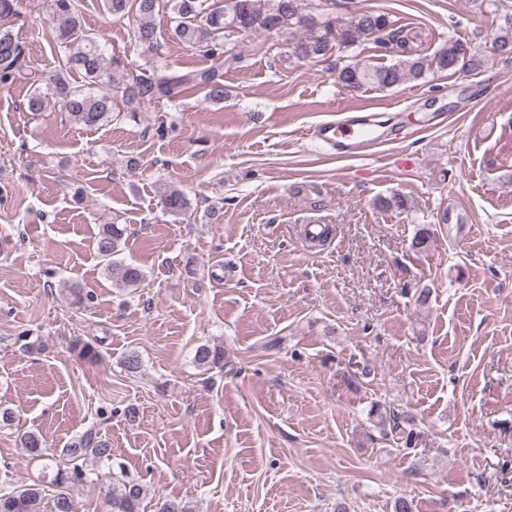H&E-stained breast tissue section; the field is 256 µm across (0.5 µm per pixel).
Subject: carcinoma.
I'll use <instances>...</instances> for the list:
<instances>
[{"instance_id":"1","label":"carcinoma","mask_w":512,"mask_h":512,"mask_svg":"<svg viewBox=\"0 0 512 512\" xmlns=\"http://www.w3.org/2000/svg\"><path fill=\"white\" fill-rule=\"evenodd\" d=\"M302 2L225 0L224 5L214 6L207 4V0H168L175 19L176 37L217 65L184 73H169L163 66L160 74L152 78L136 76L119 80L115 73L125 69L124 61L119 56L106 57L98 43V35L83 28L80 21L83 0H44L49 18L58 21L54 67L36 73L25 47L11 33L0 32V86L29 83L34 90L27 99L28 111L46 112L58 107L68 113L72 123L85 128L111 122L118 101L134 116L152 102L176 98L190 87L204 90L209 101L222 103L227 92L219 69L224 67L226 46L256 33H274L291 25L301 26L305 23ZM158 4L159 0H106L108 10L116 16L125 14L129 8L135 11L133 37L149 48L155 41L153 20ZM367 37L394 48L398 60L389 66H378L365 60L336 66V80L352 89L384 90L419 80L432 67L444 72L476 70L482 64L471 43L457 39L448 41L429 58L414 52L409 48L404 30L396 26L389 14L381 11L360 13L349 20L326 19L307 29L296 43V55L302 59H322L333 48L348 50ZM492 47L499 54L512 55V18L500 26ZM75 71L84 76L81 86L70 81V75ZM164 207L168 213L180 216L188 211L189 200L180 190L169 189L164 194ZM124 235L125 229L118 224L102 225L95 237V251L109 278L125 288L137 289L144 280L143 270L118 258L125 248ZM433 235L430 226L422 225L413 237L412 247L427 249ZM195 361L207 369L222 368L224 349L201 345L196 350ZM370 415L378 417L377 424L397 442L407 449L411 447L416 433L410 414L398 410L383 413L380 406L375 405ZM22 445L31 458L42 461V472H53L52 484L59 487L85 481L89 476L88 463L107 462L112 456L108 443L91 431L72 440L60 456L50 453L45 439L36 432L24 434ZM145 496L142 483L126 481L112 497V512H140ZM44 498L43 481L22 485L0 494V512H41Z\"/></svg>"}]
</instances>
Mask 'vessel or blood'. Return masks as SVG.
Wrapping results in <instances>:
<instances>
[{
    "mask_svg": "<svg viewBox=\"0 0 512 512\" xmlns=\"http://www.w3.org/2000/svg\"><path fill=\"white\" fill-rule=\"evenodd\" d=\"M368 105L346 109L341 118L318 124L313 137L341 157L364 158L380 143L397 139V127L374 122Z\"/></svg>",
    "mask_w": 512,
    "mask_h": 512,
    "instance_id": "1",
    "label": "vessel or blood"
}]
</instances>
